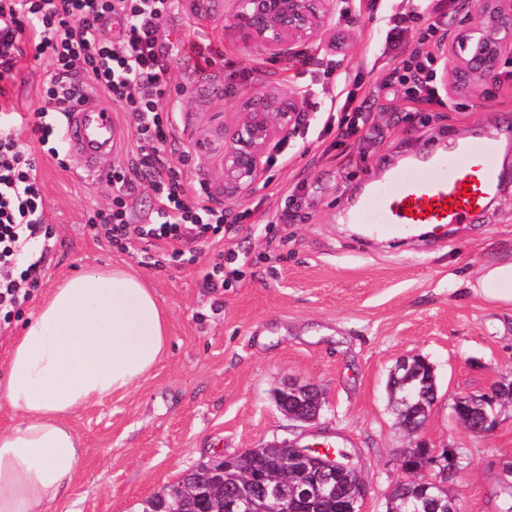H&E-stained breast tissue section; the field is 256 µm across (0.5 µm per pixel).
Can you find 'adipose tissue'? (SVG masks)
Here are the masks:
<instances>
[{"label": "adipose tissue", "instance_id": "ef3b65f1", "mask_svg": "<svg viewBox=\"0 0 512 512\" xmlns=\"http://www.w3.org/2000/svg\"><path fill=\"white\" fill-rule=\"evenodd\" d=\"M167 346V318L138 274L93 269L54 288L0 365V401L20 416L0 432V512L61 498L84 454L70 418L144 380Z\"/></svg>", "mask_w": 512, "mask_h": 512}]
</instances>
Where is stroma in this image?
<instances>
[{
    "mask_svg": "<svg viewBox=\"0 0 512 512\" xmlns=\"http://www.w3.org/2000/svg\"><path fill=\"white\" fill-rule=\"evenodd\" d=\"M215 2L211 18L200 21L180 0L160 31L161 42L184 43L169 60L171 85L184 95L168 157L189 182L204 183L212 207L222 200L215 183L224 138L253 92L309 85L310 119L332 110L363 121L347 137L333 128L269 146V155L281 151L288 160L266 166L252 193L232 207L240 229L222 247L243 259L218 293L205 288L203 276L220 247L201 244L175 260L139 243L113 247L88 217L111 206L117 185L82 173L73 156L54 158L22 129L38 165L42 228L52 249L31 298L0 327V362L44 295L90 268L137 272L168 320V350L150 377L71 418L85 443L83 461L46 512H142L146 500L202 462L294 440H328L351 457L370 486L365 512H386L389 492L405 477L400 454L419 444L458 453L448 489L460 512H505L512 506V404L496 406L495 426L483 436L456 422L453 404L512 380V306L471 289L488 268L512 262V149H499L495 202L469 223L450 225L442 240H367L342 216L359 188L386 181L405 156L442 140L512 131V81L457 95L452 109L407 96L404 63L413 56L432 57L438 86L446 84L450 63L437 34L455 16L453 0L420 7L414 0H346L327 31L343 44L294 58L244 47L224 27L226 0ZM394 26L403 30L396 51L386 46ZM196 44L215 59L203 75L194 70ZM50 71L47 59L25 56L16 77L0 84L8 106L25 116L39 111ZM120 127L121 144L105 165L130 174L132 222L140 225L152 211L153 191L130 172L133 126L124 120ZM413 354L433 366L437 398L425 431L412 435L397 421L388 383L396 363ZM292 382L321 393L315 422L288 420L277 407V391Z\"/></svg>",
    "mask_w": 512,
    "mask_h": 512,
    "instance_id": "1",
    "label": "stroma"
}]
</instances>
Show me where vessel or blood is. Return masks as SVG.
Segmentation results:
<instances>
[{
	"instance_id": "obj_1",
	"label": "vessel or blood",
	"mask_w": 512,
	"mask_h": 512,
	"mask_svg": "<svg viewBox=\"0 0 512 512\" xmlns=\"http://www.w3.org/2000/svg\"><path fill=\"white\" fill-rule=\"evenodd\" d=\"M119 137L112 110L92 98L77 97L67 107L62 141L90 175L102 176L101 162ZM497 139L488 136L438 147L414 158L385 184L370 187L347 219L365 225L371 236L411 237L426 227L465 223L498 188L494 159Z\"/></svg>"
}]
</instances>
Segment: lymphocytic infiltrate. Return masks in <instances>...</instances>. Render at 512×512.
I'll return each mask as SVG.
<instances>
[{
    "label": "lymphocytic infiltrate",
    "mask_w": 512,
    "mask_h": 512,
    "mask_svg": "<svg viewBox=\"0 0 512 512\" xmlns=\"http://www.w3.org/2000/svg\"><path fill=\"white\" fill-rule=\"evenodd\" d=\"M176 9V0H0V80L12 78L26 49L51 62L43 95L53 109L35 112L31 130L54 156L66 105L89 92L109 96L134 125L131 166L155 193L157 220L140 225L137 240L164 243L178 256L220 233L225 217L208 210L205 187L187 188L165 151L178 109L170 104L169 53L159 44V30ZM22 120L0 109V309L7 311L28 301L44 273L41 260H20L38 238L44 215L37 164L17 132ZM129 213L119 196L90 221L119 247L128 238Z\"/></svg>",
    "instance_id": "1"
}]
</instances>
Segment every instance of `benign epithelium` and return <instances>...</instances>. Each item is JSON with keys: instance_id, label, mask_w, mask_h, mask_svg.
<instances>
[{"instance_id": "7a95c632", "label": "benign epithelium", "mask_w": 512, "mask_h": 512, "mask_svg": "<svg viewBox=\"0 0 512 512\" xmlns=\"http://www.w3.org/2000/svg\"><path fill=\"white\" fill-rule=\"evenodd\" d=\"M231 7L224 20L245 39V46L256 45L265 51L289 55L298 45L316 50L322 48L328 20L339 0H230ZM439 50L452 63L453 94L475 91L496 80L504 57L512 54V0H457L456 20L439 40ZM305 114V99L300 94H284L268 88L250 95L231 135L224 139L223 178L220 184L224 200L238 201L249 195L261 178L270 144L277 139L293 137L295 128ZM420 355L399 361L392 372L393 388L403 384L412 374ZM421 401L412 402L411 393L400 400L397 412L404 426L421 431L427 422L428 410L436 400V383L432 365ZM288 393L316 396L309 408H282L288 419L310 423L320 414L322 399L309 386L288 385ZM512 400V381L498 382L477 397L456 400L453 413L456 421L470 433H488L496 420L489 409L503 399ZM288 454L308 461L313 471L302 479L293 495L284 496L269 485L262 475L254 476L261 488L264 512H301L314 498L338 499L340 512H362L370 487L361 478L351 479L354 466L349 456L337 458L335 450L316 452L298 446ZM458 467V456L451 449L436 454L433 449L417 446L404 452L402 468L408 479L402 482L415 490L412 512H459L447 488L448 477ZM171 499L166 512H188L196 493L179 483L168 491Z\"/></svg>"}]
</instances>
